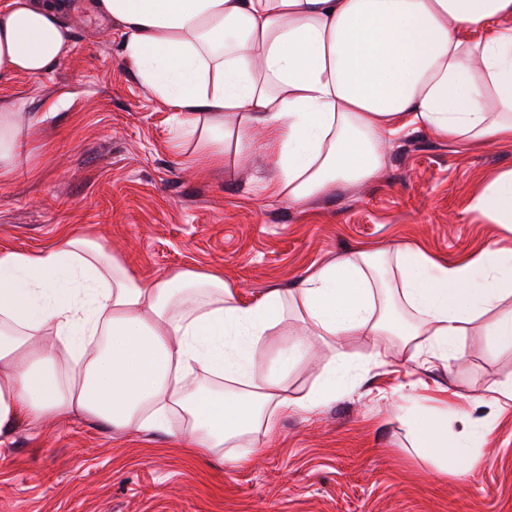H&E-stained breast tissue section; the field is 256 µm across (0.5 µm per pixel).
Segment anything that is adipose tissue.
<instances>
[{"label": "adipose tissue", "instance_id": "obj_1", "mask_svg": "<svg viewBox=\"0 0 512 512\" xmlns=\"http://www.w3.org/2000/svg\"><path fill=\"white\" fill-rule=\"evenodd\" d=\"M91 9L120 24L124 63L178 110L199 166L264 149L278 170L274 193L292 204L374 177L388 137L411 127L512 145V0H92ZM71 12L70 0H0V77L66 62ZM23 109L0 106V178L23 149ZM258 125L270 133L261 147ZM468 210L512 226V169L473 193ZM507 302L512 249L449 264L412 246L355 253L248 304L223 273L146 280L65 230L38 253L0 251V444L21 422L51 416L123 434L165 430L176 414L194 448L218 454L343 387L341 362L308 393L289 392L310 337H369L379 363L397 336L450 362L478 322L512 349ZM290 317L298 343L255 373L256 352ZM47 330L53 343L40 341ZM198 372L214 386L192 383ZM408 413L422 451L469 472L481 464L483 426L452 443L442 411Z\"/></svg>", "mask_w": 512, "mask_h": 512}]
</instances>
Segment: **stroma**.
<instances>
[{
  "mask_svg": "<svg viewBox=\"0 0 512 512\" xmlns=\"http://www.w3.org/2000/svg\"><path fill=\"white\" fill-rule=\"evenodd\" d=\"M75 3L68 61L0 79V98L27 111L63 101L0 180V249L37 252L67 227L143 278L219 270L251 302L353 252L411 244L451 262L512 248L511 230L467 212L473 192L512 169V146L412 129L388 142L374 178L291 204L272 196L277 170L263 152L198 169L193 142L174 143V108L123 62L120 25ZM463 346L446 363L393 338L376 365L366 337L316 342L290 389L307 392L339 351L353 377L314 408L277 416L239 463L189 448L175 421L128 435L79 416L19 425L0 446V512H512V401H487L491 383L512 375V350L480 325ZM443 403L452 429L465 419L490 429L472 474L412 446L405 408Z\"/></svg>",
  "mask_w": 512,
  "mask_h": 512,
  "instance_id": "1",
  "label": "stroma"
}]
</instances>
